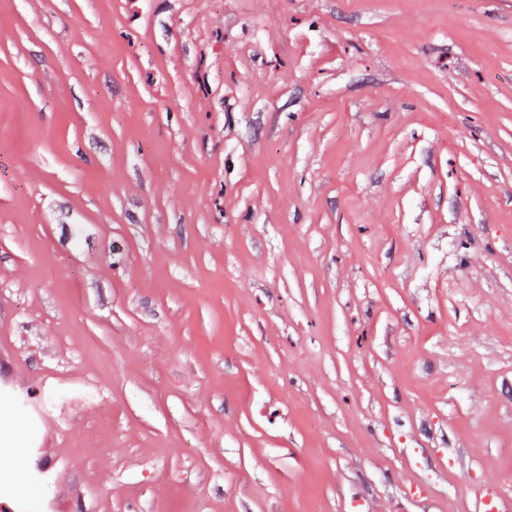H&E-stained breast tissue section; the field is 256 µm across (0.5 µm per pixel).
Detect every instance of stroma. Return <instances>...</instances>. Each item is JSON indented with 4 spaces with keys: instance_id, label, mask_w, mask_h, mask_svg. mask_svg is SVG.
Segmentation results:
<instances>
[{
    "instance_id": "stroma-1",
    "label": "stroma",
    "mask_w": 512,
    "mask_h": 512,
    "mask_svg": "<svg viewBox=\"0 0 512 512\" xmlns=\"http://www.w3.org/2000/svg\"><path fill=\"white\" fill-rule=\"evenodd\" d=\"M39 463L51 512L512 494V0H0V502Z\"/></svg>"
}]
</instances>
